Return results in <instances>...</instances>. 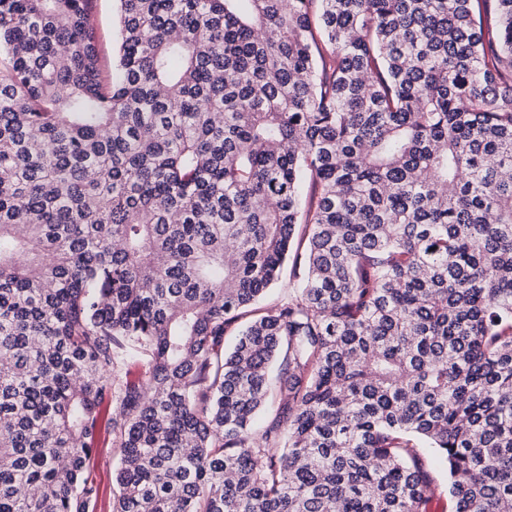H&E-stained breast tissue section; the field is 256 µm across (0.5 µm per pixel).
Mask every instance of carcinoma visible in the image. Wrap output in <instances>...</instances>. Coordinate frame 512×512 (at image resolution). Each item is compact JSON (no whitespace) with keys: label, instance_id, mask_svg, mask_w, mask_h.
<instances>
[{"label":"carcinoma","instance_id":"cac0c4a2","mask_svg":"<svg viewBox=\"0 0 512 512\" xmlns=\"http://www.w3.org/2000/svg\"><path fill=\"white\" fill-rule=\"evenodd\" d=\"M119 2L0 0V512H512V0ZM120 5L117 0H93L90 23L95 29L100 49L101 66L111 73L120 43ZM119 450L113 448L111 438L104 426L96 450L94 477L100 487V505L98 512H110L112 503V487L115 470L119 465Z\"/></svg>","mask_w":512,"mask_h":512}]
</instances>
